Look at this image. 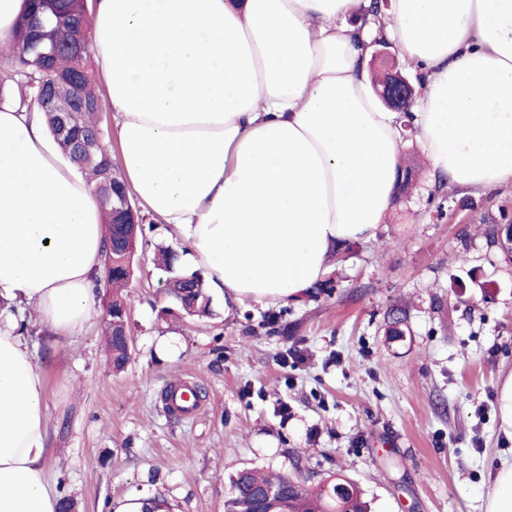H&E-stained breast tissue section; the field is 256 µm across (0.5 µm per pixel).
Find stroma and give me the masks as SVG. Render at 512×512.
I'll use <instances>...</instances> for the list:
<instances>
[{"label":"stroma","instance_id":"obj_1","mask_svg":"<svg viewBox=\"0 0 512 512\" xmlns=\"http://www.w3.org/2000/svg\"><path fill=\"white\" fill-rule=\"evenodd\" d=\"M423 168L374 240L353 243L333 286L253 311L161 315L154 222L128 288L133 357L113 374L102 320L78 340L30 345L45 381L50 477L77 512L142 498L167 512H224L231 473L248 468L310 484L340 476L371 512H484L512 458L497 397L512 376V257L493 244L512 186L445 185L437 218ZM278 324H269L271 316ZM190 380L197 413L167 411L162 391Z\"/></svg>","mask_w":512,"mask_h":512}]
</instances>
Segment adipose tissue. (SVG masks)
Here are the masks:
<instances>
[{
    "mask_svg": "<svg viewBox=\"0 0 512 512\" xmlns=\"http://www.w3.org/2000/svg\"><path fill=\"white\" fill-rule=\"evenodd\" d=\"M363 0H97L95 53L122 169L230 304L319 282L392 209L398 115L370 78ZM422 76L412 124L440 178L512 185V0H392ZM41 113L0 110V512H57L45 383L25 327L74 341L97 315L106 228Z\"/></svg>",
    "mask_w": 512,
    "mask_h": 512,
    "instance_id": "1",
    "label": "adipose tissue"
}]
</instances>
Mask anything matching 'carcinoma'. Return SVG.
Listing matches in <instances>:
<instances>
[{"label":"carcinoma","instance_id":"carcinoma-1","mask_svg":"<svg viewBox=\"0 0 512 512\" xmlns=\"http://www.w3.org/2000/svg\"><path fill=\"white\" fill-rule=\"evenodd\" d=\"M28 9L18 19L15 41L0 49V57L11 69V79L19 89V105L28 109L38 108L37 97L40 89L50 88L62 99H69L81 93L85 99L99 106L104 101L97 86L91 62L94 54L93 32L90 20L79 18L85 27V50L81 57L68 54L62 46L72 37L74 29L58 25L53 36L61 45L49 64L36 59L37 50L31 42V33L38 24H47L49 17L44 11L42 0H27ZM365 17L375 27V38L386 40L384 34L385 15L378 12L374 4H369ZM81 73V87L75 89L68 81L71 73ZM49 136L59 149L62 157L72 162L86 179L98 200L104 224L112 229V236L106 240V258L102 277L97 287L108 295V306L112 307V320L104 321L105 335L113 372H125L130 360L124 340L120 337V322L128 313L122 289L130 281L126 269L115 263V259L136 255L137 247L145 237L146 217L141 215L137 205L122 212L116 225L112 195L130 194L121 169L113 162L112 144L109 134L101 124V112H82L71 122L70 131L61 132V116L56 112L45 113ZM89 143V148L81 155L75 154V140ZM417 182L415 166L406 161L399 162L394 183V198L399 200L409 194ZM502 222L497 225L500 247L508 253L512 251V215L504 211ZM137 225L136 233H130L132 225ZM157 266L167 274L165 295L169 306L164 312L177 311L178 314L203 319L213 315L212 296L204 272L200 269L189 271L184 268L179 250L169 245L157 247ZM230 493L224 499V512H255L256 492H270L269 508L272 512H366L361 500V491L348 481L336 478L316 488H311L290 476H263L254 470H241L229 478Z\"/></svg>","mask_w":512,"mask_h":512}]
</instances>
